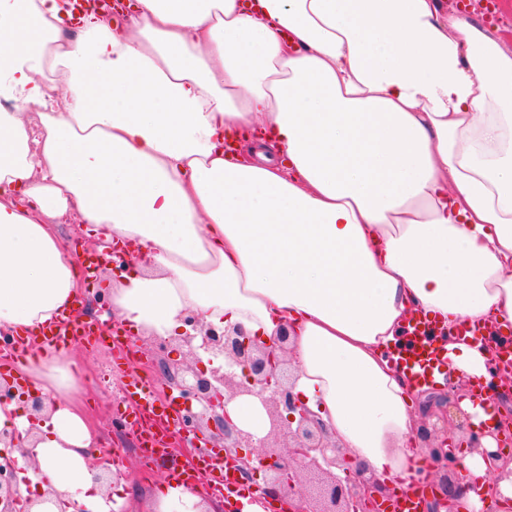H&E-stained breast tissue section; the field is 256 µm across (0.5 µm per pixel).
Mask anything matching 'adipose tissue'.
<instances>
[{
	"label": "adipose tissue",
	"instance_id": "ef3b65f1",
	"mask_svg": "<svg viewBox=\"0 0 512 512\" xmlns=\"http://www.w3.org/2000/svg\"><path fill=\"white\" fill-rule=\"evenodd\" d=\"M75 38L61 39L63 29ZM0 330L65 318L82 286L55 231L66 216L132 244L112 312L135 333L187 316L251 338L290 333L300 402L350 466L406 489L433 479L419 389L386 354L414 313L448 325V367L481 451L452 490L461 512H506L492 481L493 403L511 382L490 348L512 324V51L438 0H0ZM471 322L480 338L453 327ZM61 351L26 373L59 396L20 493L89 512L128 503L89 465L94 433ZM225 408L255 438L260 400ZM162 484L154 512H215Z\"/></svg>",
	"mask_w": 512,
	"mask_h": 512
}]
</instances>
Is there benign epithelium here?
Masks as SVG:
<instances>
[{
  "instance_id": "7a95c632",
  "label": "benign epithelium",
  "mask_w": 512,
  "mask_h": 512,
  "mask_svg": "<svg viewBox=\"0 0 512 512\" xmlns=\"http://www.w3.org/2000/svg\"><path fill=\"white\" fill-rule=\"evenodd\" d=\"M191 331L201 333L200 348L215 356L222 355L227 368H214L206 372L196 367L199 357L192 347L195 335L184 332L179 338L188 348L190 361L173 367L165 361L156 364L160 377L174 385L187 401H196L203 413H196L186 405L187 413L178 433L189 438L198 432L200 419L214 428L213 438L224 443V460L234 465L240 475L249 478L264 472L263 483L257 490L269 496H284L300 491L302 482L313 483L312 491L303 494L304 509L300 512H373L376 498L383 488L372 479L358 477L341 480L334 469H345L346 458L332 444L319 422L295 400L291 385L293 371L288 369L287 343L289 333L282 328L277 341L260 344L240 329L204 328L199 321L186 319ZM243 368L245 381H236L230 367ZM237 395H253L260 399L271 423L269 436L276 444L265 450L259 465L250 464V458L237 453L239 448L253 447V435L232 425L225 414L224 400ZM26 401L32 418L42 415L53 403L48 398L30 394ZM448 413L435 415V419L422 422L421 436L429 448L433 467L443 473V480L451 481L458 459L448 434ZM59 503L55 492L21 498L16 490V468L7 458L0 465V512H52L50 506ZM39 510H34V507Z\"/></svg>"
}]
</instances>
